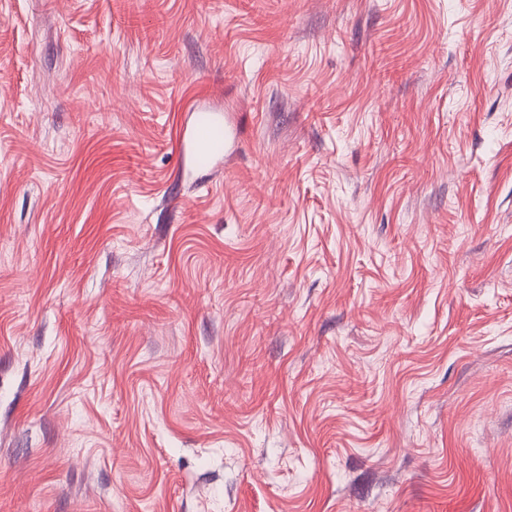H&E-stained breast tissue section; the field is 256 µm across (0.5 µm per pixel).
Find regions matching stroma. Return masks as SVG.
Instances as JSON below:
<instances>
[{
    "label": "stroma",
    "mask_w": 512,
    "mask_h": 512,
    "mask_svg": "<svg viewBox=\"0 0 512 512\" xmlns=\"http://www.w3.org/2000/svg\"><path fill=\"white\" fill-rule=\"evenodd\" d=\"M0 512H512V0H0ZM190 129L188 141L190 157L197 167H209L230 152V140H236V132L213 111L198 108Z\"/></svg>",
    "instance_id": "obj_1"
}]
</instances>
